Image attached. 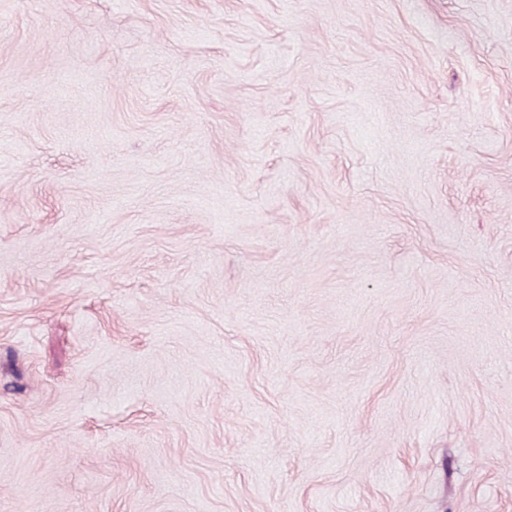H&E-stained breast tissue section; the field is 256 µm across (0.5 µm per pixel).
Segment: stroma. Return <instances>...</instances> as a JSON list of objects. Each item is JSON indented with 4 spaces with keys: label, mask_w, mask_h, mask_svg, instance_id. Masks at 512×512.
Returning a JSON list of instances; mask_svg holds the SVG:
<instances>
[{
    "label": "stroma",
    "mask_w": 512,
    "mask_h": 512,
    "mask_svg": "<svg viewBox=\"0 0 512 512\" xmlns=\"http://www.w3.org/2000/svg\"><path fill=\"white\" fill-rule=\"evenodd\" d=\"M0 512H512V0H0Z\"/></svg>",
    "instance_id": "obj_1"
}]
</instances>
